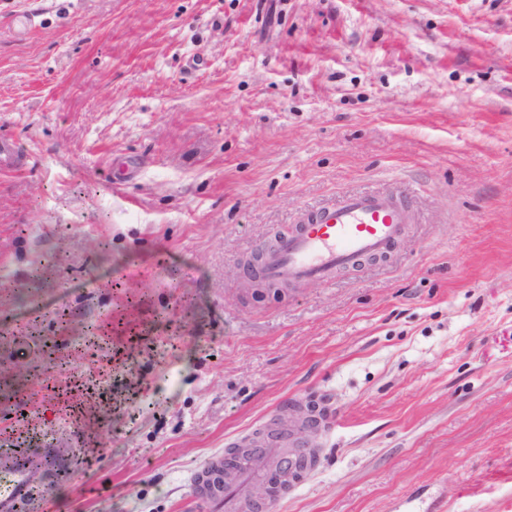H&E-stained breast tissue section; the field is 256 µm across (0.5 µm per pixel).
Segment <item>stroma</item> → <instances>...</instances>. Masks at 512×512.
Masks as SVG:
<instances>
[{
	"instance_id": "stroma-1",
	"label": "stroma",
	"mask_w": 512,
	"mask_h": 512,
	"mask_svg": "<svg viewBox=\"0 0 512 512\" xmlns=\"http://www.w3.org/2000/svg\"><path fill=\"white\" fill-rule=\"evenodd\" d=\"M0 431L35 512H194L307 392L272 512H512V0H0ZM385 260L255 293L346 193ZM265 444L269 448H301L297 450H291L287 452L280 453L278 455V464L282 462V468L288 469V482L289 484H293L296 482L297 476H294L297 473V469L295 468V462L299 456L303 454H308L310 450L305 449V441H303L298 436V432H295L291 436H284L278 430L276 425H270L267 431ZM285 458H288V465L283 462ZM222 466L224 468V456L216 457L193 476L196 491L201 495L206 509H223L225 512H236L242 508L251 510L249 503H240L235 490L229 486L224 488L221 482L214 480L215 473L221 471Z\"/></svg>"
}]
</instances>
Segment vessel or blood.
Instances as JSON below:
<instances>
[{"mask_svg": "<svg viewBox=\"0 0 512 512\" xmlns=\"http://www.w3.org/2000/svg\"><path fill=\"white\" fill-rule=\"evenodd\" d=\"M413 221L412 206L400 195L344 196L333 205L305 214L288 234L276 237L262 258L261 274L267 282L282 286L333 282L341 270L356 268L368 259H386ZM265 444L287 449V458L293 463L304 442L298 435L284 436L272 426ZM223 464V458L212 459L194 474L193 483L208 512H239L236 491L215 480ZM30 468L26 457L0 464V512H14L18 500L30 495Z\"/></svg>", "mask_w": 512, "mask_h": 512, "instance_id": "b4317fda", "label": "vessel or blood"}]
</instances>
